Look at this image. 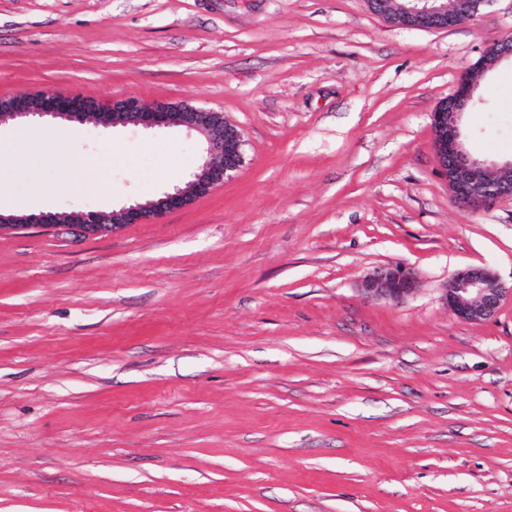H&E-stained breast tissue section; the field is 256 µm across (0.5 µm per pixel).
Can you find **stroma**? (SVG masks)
I'll return each mask as SVG.
<instances>
[{"instance_id": "35a3bbf8", "label": "stroma", "mask_w": 512, "mask_h": 512, "mask_svg": "<svg viewBox=\"0 0 512 512\" xmlns=\"http://www.w3.org/2000/svg\"><path fill=\"white\" fill-rule=\"evenodd\" d=\"M369 0H0V96L223 113L236 176L112 233H0V512H512V300L457 318L469 266L512 283V198L455 200L430 115L492 43ZM465 147L512 158V65ZM72 155L0 167V211L108 212L186 187L197 133L35 124ZM402 265L415 292L365 299ZM416 290L411 272L401 267H378L363 280L361 291L366 298L400 302Z\"/></svg>"}]
</instances>
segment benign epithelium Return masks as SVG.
<instances>
[{
  "label": "benign epithelium",
  "instance_id": "7a95c632",
  "mask_svg": "<svg viewBox=\"0 0 512 512\" xmlns=\"http://www.w3.org/2000/svg\"><path fill=\"white\" fill-rule=\"evenodd\" d=\"M485 0H377V14L393 26L427 30L448 29L475 19ZM512 62V38L492 43L473 66L483 74L499 64ZM476 83L470 74L463 76L445 106L431 113L434 148L440 172L453 196L467 206L484 204L501 197H512V159L488 165L473 157L464 146L461 119L476 104ZM94 114L105 127L138 124L146 129L180 128L203 136L206 160L193 179L182 189L167 191L155 200L134 202L108 213L42 212L5 216L0 213V231L33 227L69 228L83 235L110 232L126 224H139L165 213L183 209L194 199L235 177L244 160L240 130L224 119L221 112L159 102L147 108L133 97L102 104L80 95L44 92L36 100L0 98V122L29 117L80 121ZM416 290L411 272L396 267H378L363 280L361 291L367 298L400 302ZM512 286L484 267L472 266L448 282L444 300L453 313L469 322H483L498 312Z\"/></svg>",
  "mask_w": 512,
  "mask_h": 512
}]
</instances>
